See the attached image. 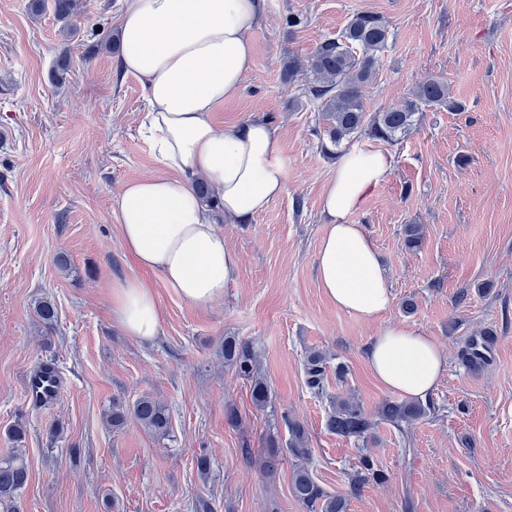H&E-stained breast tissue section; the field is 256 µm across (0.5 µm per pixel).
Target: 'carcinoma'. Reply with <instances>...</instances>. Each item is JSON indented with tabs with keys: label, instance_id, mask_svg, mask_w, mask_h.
<instances>
[{
	"label": "carcinoma",
	"instance_id": "obj_1",
	"mask_svg": "<svg viewBox=\"0 0 512 512\" xmlns=\"http://www.w3.org/2000/svg\"><path fill=\"white\" fill-rule=\"evenodd\" d=\"M77 0H53V12L66 23V33L73 35L78 16ZM390 37L388 23L378 14L359 12L355 14L342 32L335 38L323 40L306 60L288 59L285 77L293 79L294 73L304 70L311 73L312 81L305 89L309 100L320 104L324 121L323 128L314 129L316 135L324 136L331 145L327 152L333 154L363 136L389 145L402 143L415 124L418 113L427 108L446 107L450 112L464 110V105L453 99L448 83L431 77L411 92L410 98L400 108H389L370 113L366 110L362 87L376 77L380 56ZM224 360L232 366L237 376L252 382L251 397L258 407L269 401V387L257 372V364L248 345L232 338L224 339ZM307 388L315 395L324 394L326 357L317 351L310 353L304 364ZM332 411L328 415L327 428L342 437L365 439L375 422L358 404L338 396L330 398ZM430 404L421 401H386L378 410V417L397 427L410 424L427 415ZM146 432L164 438L170 432V415L166 405L151 395L139 397L132 411L123 406L112 407L109 422L114 429L121 428L127 415ZM292 434L291 451L297 457L308 459L311 450L304 447L305 432L297 423H289ZM381 477L369 456L361 459V466L350 474V484L358 490L370 480ZM29 481V468L23 458L9 454L0 456V506L10 507L25 490ZM292 491L295 498L310 512H347L345 499L327 494L314 480L309 470L298 464L292 476Z\"/></svg>",
	"mask_w": 512,
	"mask_h": 512
}]
</instances>
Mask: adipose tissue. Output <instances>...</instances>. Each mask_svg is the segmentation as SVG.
Segmentation results:
<instances>
[{
  "instance_id": "1",
  "label": "adipose tissue",
  "mask_w": 512,
  "mask_h": 512,
  "mask_svg": "<svg viewBox=\"0 0 512 512\" xmlns=\"http://www.w3.org/2000/svg\"><path fill=\"white\" fill-rule=\"evenodd\" d=\"M263 19L264 0H132L120 20L122 70L145 89L144 138L164 172L125 183L113 216L137 264L199 305L222 299L238 269L223 224L265 211L288 188L271 124L253 119L227 131L212 119L251 71L252 35ZM394 166L391 152L358 144L320 198L319 284L337 308L366 321L389 310L392 293L372 240L351 217ZM199 179L215 188L223 224L196 194ZM112 310L129 335H157L156 299L146 284L113 283ZM366 360L384 387L415 399L434 388L447 357L433 338L394 327L372 339Z\"/></svg>"
}]
</instances>
